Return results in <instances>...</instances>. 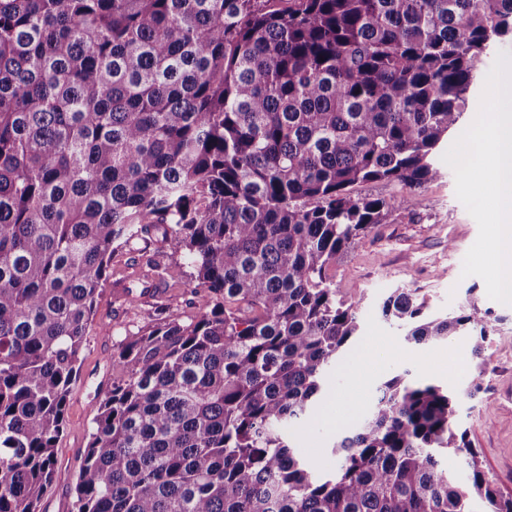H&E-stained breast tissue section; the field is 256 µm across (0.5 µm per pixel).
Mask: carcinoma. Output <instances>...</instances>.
Instances as JSON below:
<instances>
[{
  "mask_svg": "<svg viewBox=\"0 0 512 512\" xmlns=\"http://www.w3.org/2000/svg\"><path fill=\"white\" fill-rule=\"evenodd\" d=\"M508 35L512 0H0V512H39L113 246L143 234L216 302L112 356L75 512H512L436 385L384 380L330 473L287 433L358 336L329 268L408 202L351 187L436 180ZM424 309L381 314L482 356L488 312Z\"/></svg>",
  "mask_w": 512,
  "mask_h": 512,
  "instance_id": "1",
  "label": "carcinoma"
}]
</instances>
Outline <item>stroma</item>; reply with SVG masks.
<instances>
[{
  "instance_id": "obj_1",
  "label": "stroma",
  "mask_w": 512,
  "mask_h": 512,
  "mask_svg": "<svg viewBox=\"0 0 512 512\" xmlns=\"http://www.w3.org/2000/svg\"><path fill=\"white\" fill-rule=\"evenodd\" d=\"M464 113L456 130L439 144L434 160L439 179L419 189L397 183L366 182L354 186L362 197H409V204L390 213L348 249L329 271L341 294L359 301L360 336L336 361L325 379V395L313 414L298 428L302 453L318 467L335 465L332 446L336 425L324 416L335 410L352 382L348 365L361 353L373 352L374 374L359 393L360 414L348 417L358 425L377 396L378 385L402 374L410 381H430L462 393L458 422L480 452L485 471L504 495L512 496V306L488 297L484 281L463 276L464 258L478 237V225L456 196L455 175L442 157L475 119ZM159 263L155 293L140 283L148 260ZM110 276L96 299L95 315L84 340L78 377L67 397L65 427L55 448V477L43 496L40 512H72L74 486L90 440L93 417L116 373L112 356L127 338L152 329L158 309L190 318L211 308L214 297L195 287L193 268L181 252L152 239L133 238L116 245ZM412 290L425 311L443 315L475 301L490 313L491 332L481 358H474L468 337L455 336L438 344L408 342L397 323L384 319L380 308L395 289ZM481 387L475 397L465 392L472 382Z\"/></svg>"
}]
</instances>
